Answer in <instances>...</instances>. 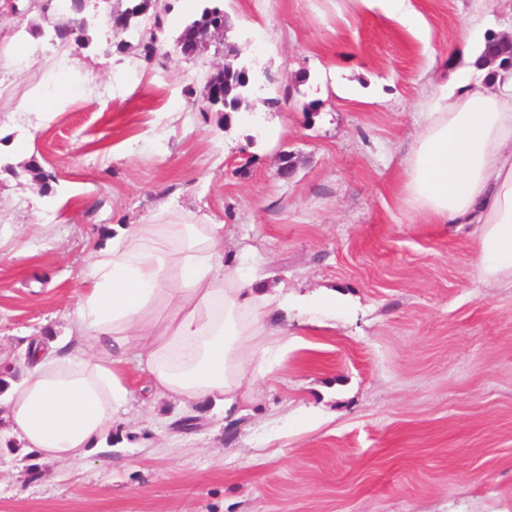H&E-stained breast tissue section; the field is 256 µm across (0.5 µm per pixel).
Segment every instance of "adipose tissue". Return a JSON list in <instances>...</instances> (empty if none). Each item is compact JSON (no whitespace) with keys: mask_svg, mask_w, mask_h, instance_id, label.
Returning a JSON list of instances; mask_svg holds the SVG:
<instances>
[{"mask_svg":"<svg viewBox=\"0 0 512 512\" xmlns=\"http://www.w3.org/2000/svg\"><path fill=\"white\" fill-rule=\"evenodd\" d=\"M47 68L52 79L27 111L52 112L86 95L67 55ZM404 189L414 211L473 226L483 282L512 280V72L499 73L490 91L452 95L433 84ZM287 306L257 278L225 272L223 225L121 227L90 255L68 335L34 345L25 377L9 387L10 429L42 458H86L128 411L132 361L147 371L152 395L183 404L220 398L232 408L284 348L267 315Z\"/></svg>","mask_w":512,"mask_h":512,"instance_id":"obj_1","label":"adipose tissue"}]
</instances>
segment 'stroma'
I'll return each mask as SVG.
<instances>
[{
    "label": "stroma",
    "instance_id": "stroma-1",
    "mask_svg": "<svg viewBox=\"0 0 512 512\" xmlns=\"http://www.w3.org/2000/svg\"><path fill=\"white\" fill-rule=\"evenodd\" d=\"M168 3L149 61L95 25L126 0H84L64 47L0 10V57L31 35L29 67H0L4 377L66 335L113 225L162 212L223 225L225 269L288 291V349L231 413L134 400L79 464L35 457L0 410V512H512V282L484 284L471 226L402 192L429 78L479 80L448 50L472 0H412L417 31L379 0H223L233 54L199 60L175 39L203 0ZM64 49L111 101L24 111ZM229 60L258 78L248 104L203 110ZM188 415L200 427L175 431Z\"/></svg>",
    "mask_w": 512,
    "mask_h": 512
}]
</instances>
